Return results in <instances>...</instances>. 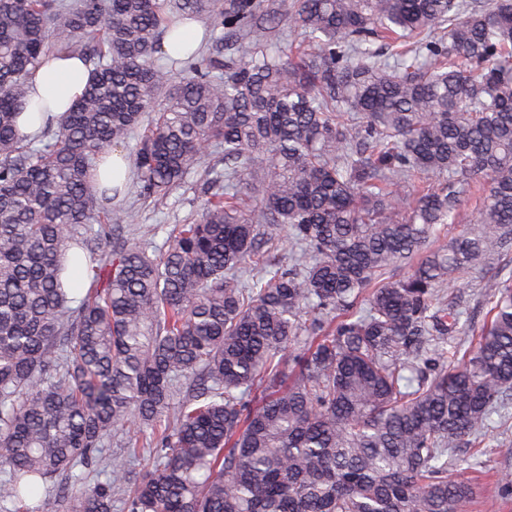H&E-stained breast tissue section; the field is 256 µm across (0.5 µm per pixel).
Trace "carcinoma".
<instances>
[{
    "mask_svg": "<svg viewBox=\"0 0 512 512\" xmlns=\"http://www.w3.org/2000/svg\"><path fill=\"white\" fill-rule=\"evenodd\" d=\"M50 55L92 80L25 135ZM137 131L140 196L204 169L161 248L88 180ZM511 251L512 0H0V512H472L512 272L471 338L457 284ZM203 26L204 32L207 23L200 18L197 19ZM203 29L194 19H184L175 23L173 31L165 37L164 46L172 54L184 55L196 50L203 39Z\"/></svg>",
    "mask_w": 512,
    "mask_h": 512,
    "instance_id": "1",
    "label": "carcinoma"
}]
</instances>
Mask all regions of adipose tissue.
<instances>
[{
    "mask_svg": "<svg viewBox=\"0 0 512 512\" xmlns=\"http://www.w3.org/2000/svg\"><path fill=\"white\" fill-rule=\"evenodd\" d=\"M90 76V69L80 58L48 57L31 79L28 103L18 119L19 128L35 133L46 115H64L81 96Z\"/></svg>",
    "mask_w": 512,
    "mask_h": 512,
    "instance_id": "ef3b65f1",
    "label": "adipose tissue"
}]
</instances>
